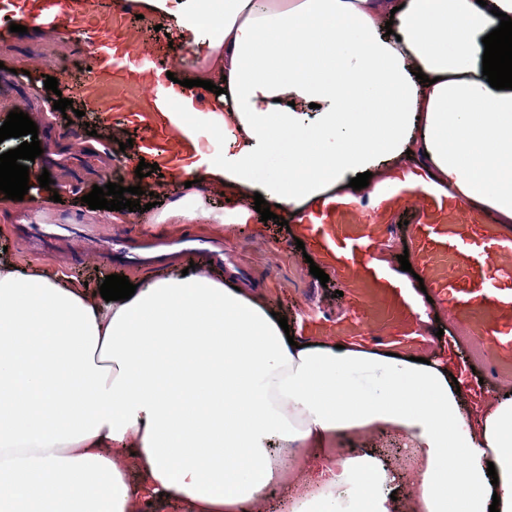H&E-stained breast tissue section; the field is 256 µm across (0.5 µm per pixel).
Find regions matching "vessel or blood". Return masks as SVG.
Masks as SVG:
<instances>
[{
	"mask_svg": "<svg viewBox=\"0 0 512 512\" xmlns=\"http://www.w3.org/2000/svg\"><path fill=\"white\" fill-rule=\"evenodd\" d=\"M57 0H26L22 12L0 5V34L11 24L58 21ZM128 11L108 6L104 26H87L99 53L91 63L85 90L93 109L108 105L125 112L147 132L146 149L166 157L194 150L195 127L174 125L172 115L192 109L208 116L212 107L205 89L169 90L142 86L155 72L150 54L137 51L126 35ZM419 169L388 175L373 191L375 207L361 208L342 196L324 197L304 215L299 235L321 262L342 281L350 304L344 317L323 326L317 314H306L304 327L358 345L390 344L424 350L430 339L414 288L403 282L383 256L381 245L400 217H407L410 258L434 299L448 312L457 335L481 365L486 390L512 379V232L486 208L454 192L423 184ZM181 252L222 257L224 250L191 232L176 240Z\"/></svg>",
	"mask_w": 512,
	"mask_h": 512,
	"instance_id": "vessel-or-blood-1",
	"label": "vessel or blood"
}]
</instances>
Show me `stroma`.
Listing matches in <instances>:
<instances>
[{
  "label": "stroma",
  "mask_w": 512,
  "mask_h": 512,
  "mask_svg": "<svg viewBox=\"0 0 512 512\" xmlns=\"http://www.w3.org/2000/svg\"><path fill=\"white\" fill-rule=\"evenodd\" d=\"M83 30V25L62 22L0 36V123L12 111L24 112L36 123L43 153L34 166L49 171L60 196L59 201L45 203L30 231L22 227L23 206L0 215V259L23 270H60L94 288L111 274L138 279L147 273L143 267L106 262L102 253L110 239L122 237L135 243L170 238L185 227L152 221L171 201L165 178L169 166L141 150L145 131L137 122L115 112H84L79 99L72 103L79 117L67 120L54 110L57 96L45 89L44 81L52 76L62 83L83 71L95 51ZM129 138L134 141L130 147L125 144ZM142 161L158 164V172L138 178L135 170ZM118 181L143 189L140 201L145 208L135 222L111 223L103 210L89 209L83 201L93 186ZM154 193L160 200L155 207L149 204ZM223 206L217 195L206 197L203 207L213 216L200 220L197 229L223 241L225 263L234 266L239 280L262 290L272 307L290 319L313 310L331 322L345 313L348 299L337 294L342 287L338 277L330 276L327 284H320L286 227L270 222L263 236L244 229L228 237L214 220Z\"/></svg>",
  "instance_id": "35a3bbf8"
}]
</instances>
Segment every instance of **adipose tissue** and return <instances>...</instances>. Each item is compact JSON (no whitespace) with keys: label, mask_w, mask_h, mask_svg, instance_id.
<instances>
[{"label":"adipose tissue","mask_w":512,"mask_h":512,"mask_svg":"<svg viewBox=\"0 0 512 512\" xmlns=\"http://www.w3.org/2000/svg\"><path fill=\"white\" fill-rule=\"evenodd\" d=\"M189 2L224 150L170 169L159 223H195L216 191L225 229L264 232L257 193L295 226L322 196L361 199L357 174L408 162L512 224V90L482 74L512 0ZM0 392V512H252L273 494L281 512H396L407 486L410 512H512V394L471 393L451 357L283 331L227 277L160 276L106 302L0 261ZM385 434L413 473L365 448Z\"/></svg>","instance_id":"obj_1"}]
</instances>
